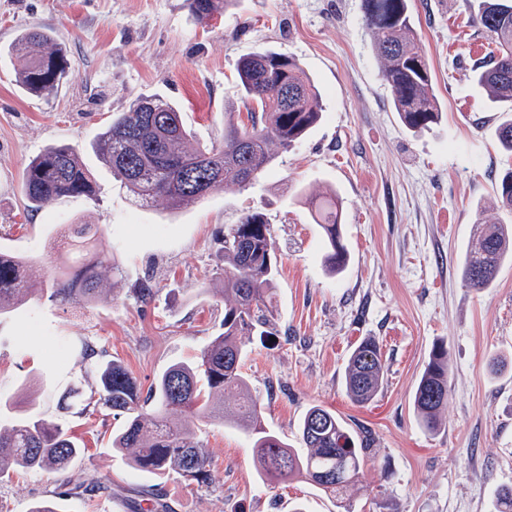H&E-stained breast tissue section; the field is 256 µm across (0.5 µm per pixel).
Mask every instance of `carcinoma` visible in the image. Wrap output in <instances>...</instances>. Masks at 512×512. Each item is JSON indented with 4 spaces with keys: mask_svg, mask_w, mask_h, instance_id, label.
<instances>
[{
    "mask_svg": "<svg viewBox=\"0 0 512 512\" xmlns=\"http://www.w3.org/2000/svg\"><path fill=\"white\" fill-rule=\"evenodd\" d=\"M196 20L207 23L236 0H189ZM363 22L380 74L391 94L401 123L418 130L436 123L440 106L429 65L418 45L408 0H362ZM475 23L494 41L492 61L474 70L472 80L502 111L512 112V0H482ZM19 62L21 89L42 96L58 89L67 77L66 47L51 33L33 28L9 45ZM241 100L247 121L224 122V141L211 148L193 142L181 112L167 96L137 97L129 110L112 117L96 148L111 169L145 207L158 200L179 209L216 191H240L273 167L278 148L284 152L300 143L322 120L321 93L297 61L284 53L260 49L240 58L237 65ZM495 135L512 154V118L503 120ZM22 195L32 211L63 198H94L97 182L70 146L50 147L33 158L21 181ZM497 202L512 212V169L496 186ZM314 223L326 242L324 263L332 274L347 260L342 242V212L336 193L327 190L305 197ZM68 249L59 276L40 289L48 300L91 305L105 299L101 270L118 271L112 253L103 245L97 224H71ZM223 264L216 279L224 284L222 331L191 364L174 363L152 382L141 404L140 387L126 369L112 360L98 369L90 397L124 418L112 432V450L137 470L188 480L210 479V460L188 417L218 420L245 433L252 444L258 476L271 485L297 478L312 482L336 499L345 500L359 481L362 464L371 453L370 439L355 434L330 409L314 405L300 428L301 447L294 448L261 424L262 406L242 371L246 343L271 334L273 287L278 274L271 224L260 212H248L229 224L222 238ZM512 261V225L480 218L462 267L465 284L481 291L494 285L500 267ZM35 260L0 253V316L22 305L34 292ZM346 391L357 404L371 402L384 382L379 343L366 338L351 353L344 372ZM450 376L447 351L436 347L416 386L413 408L420 426L434 433L448 406ZM230 391L232 407L213 402ZM84 453L75 437L60 425L32 411L17 412L0 423V478L21 467L29 472H66Z\"/></svg>",
    "mask_w": 512,
    "mask_h": 512,
    "instance_id": "1",
    "label": "carcinoma"
}]
</instances>
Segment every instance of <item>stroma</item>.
Masks as SVG:
<instances>
[{
  "label": "stroma",
  "instance_id": "35a3bbf8",
  "mask_svg": "<svg viewBox=\"0 0 512 512\" xmlns=\"http://www.w3.org/2000/svg\"><path fill=\"white\" fill-rule=\"evenodd\" d=\"M418 45L442 115L404 127L392 109L362 21V0H237L209 24L187 0H0V47L38 25L69 51L68 80L49 96L22 92L13 60L0 59V252L34 258L44 275L77 222L106 231L120 276L104 273L112 299L60 305L31 297L0 318V397L41 413L86 448L71 463L98 494H68L64 475L18 471L0 479V512H341L310 482L273 486L253 465L248 437L192 419L211 457L205 484L136 470L112 449L121 418L61 399L90 391L96 370L119 361L148 389L169 365L191 360L220 331L224 296L214 277L225 225L263 212L278 257L275 340L249 346L244 371L264 427L296 443L315 404L368 435L376 455L352 496L355 512H494L512 487V264L477 291L461 260L478 213L512 222L495 185L512 166L495 129L505 115L471 80L494 46L477 27V0H411ZM260 48L297 60L322 92L323 119L278 165L234 193L179 210L133 203L93 144L113 114L141 95L178 105L195 140L220 145L224 115L241 112L239 59ZM79 149L100 190L28 211L23 170L43 149ZM334 188L347 262L328 274L324 237L301 199ZM153 295L140 301L139 284ZM382 351L385 382L355 405L343 374L365 338ZM448 351L450 393L442 426L426 432L412 406L434 346Z\"/></svg>",
  "mask_w": 512,
  "mask_h": 512
}]
</instances>
